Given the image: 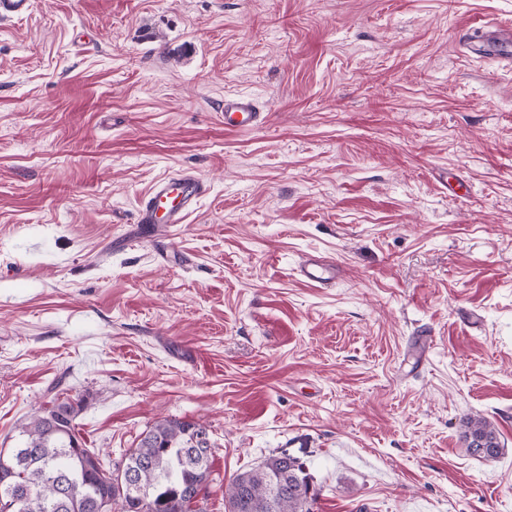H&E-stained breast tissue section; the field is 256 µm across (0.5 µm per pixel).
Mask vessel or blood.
I'll list each match as a JSON object with an SVG mask.
<instances>
[{
	"instance_id": "vessel-or-blood-1",
	"label": "vessel or blood",
	"mask_w": 512,
	"mask_h": 512,
	"mask_svg": "<svg viewBox=\"0 0 512 512\" xmlns=\"http://www.w3.org/2000/svg\"><path fill=\"white\" fill-rule=\"evenodd\" d=\"M480 31L478 41L469 47L471 54L504 62L512 60V30L484 23ZM223 118L225 127L252 129L260 126L265 116L252 97L229 95L224 99ZM206 191V183L191 170L156 181L140 202L136 233L156 243L169 240L174 229L185 223L187 216L196 209ZM297 274L306 283L322 288L335 284L338 268L335 261L310 255L298 266Z\"/></svg>"
}]
</instances>
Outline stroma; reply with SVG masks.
Segmentation results:
<instances>
[{
    "label": "stroma",
    "instance_id": "1",
    "mask_svg": "<svg viewBox=\"0 0 512 512\" xmlns=\"http://www.w3.org/2000/svg\"><path fill=\"white\" fill-rule=\"evenodd\" d=\"M512 0H34L0 22V449L47 389L109 467L157 418L315 512H512ZM253 96L266 119L217 114ZM207 192L165 264L139 200ZM335 259V285L296 273ZM431 339L418 361V337ZM502 453L471 456L469 418ZM478 27L481 36L468 47V52L482 58L509 62L512 57V30L498 28L488 23ZM224 126L236 129H252L260 126L265 119L259 103L245 95H229L224 98Z\"/></svg>",
    "mask_w": 512,
    "mask_h": 512
}]
</instances>
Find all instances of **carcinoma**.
I'll use <instances>...</instances> for the list:
<instances>
[{"label": "carcinoma", "mask_w": 512, "mask_h": 512, "mask_svg": "<svg viewBox=\"0 0 512 512\" xmlns=\"http://www.w3.org/2000/svg\"><path fill=\"white\" fill-rule=\"evenodd\" d=\"M86 408L82 400H56L22 427L20 446L0 450V512H203L213 447L205 424L156 420L112 471L76 434ZM463 440L470 455L485 461L502 451L496 430L481 418L469 419ZM130 473L146 501L121 494ZM280 479L287 490L273 499L269 486ZM224 501L228 512H313L315 496L303 463L284 453L235 475Z\"/></svg>", "instance_id": "carcinoma-1"}]
</instances>
